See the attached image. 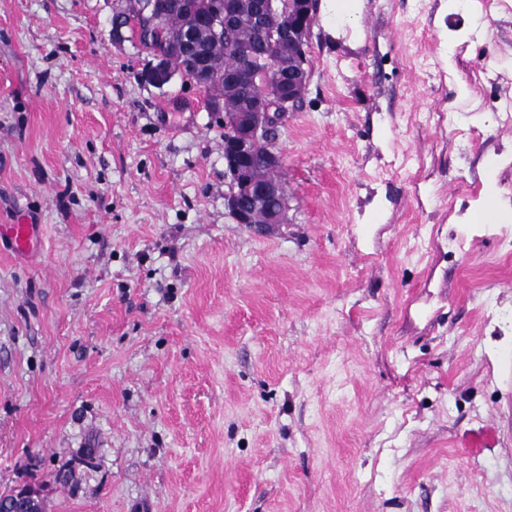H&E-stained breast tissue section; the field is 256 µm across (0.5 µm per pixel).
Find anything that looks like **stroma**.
<instances>
[{"mask_svg": "<svg viewBox=\"0 0 512 512\" xmlns=\"http://www.w3.org/2000/svg\"><path fill=\"white\" fill-rule=\"evenodd\" d=\"M118 2L0 0V225L38 228L0 242V491L512 512V218L465 220L512 199V0H318L274 226L229 213L222 119L144 81ZM34 224L20 222L18 224L0 225V241L9 240L17 250H26L34 244Z\"/></svg>", "mask_w": 512, "mask_h": 512, "instance_id": "1", "label": "stroma"}]
</instances>
